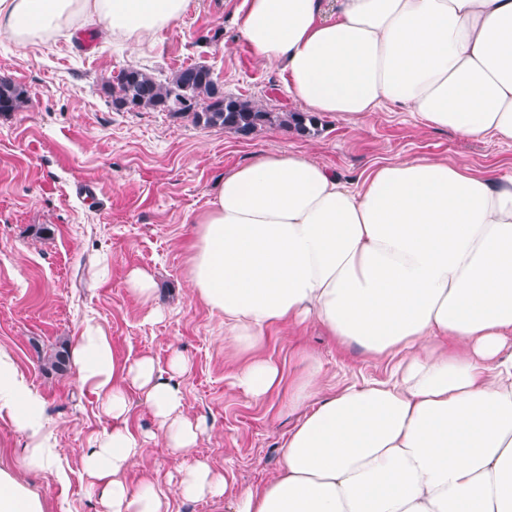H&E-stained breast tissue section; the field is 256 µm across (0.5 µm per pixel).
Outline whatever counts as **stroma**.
Returning <instances> with one entry per match:
<instances>
[{
	"mask_svg": "<svg viewBox=\"0 0 512 512\" xmlns=\"http://www.w3.org/2000/svg\"><path fill=\"white\" fill-rule=\"evenodd\" d=\"M243 0H193L186 15L143 48L130 50L96 28L21 49L0 37V75L27 91L23 107L0 114V348L46 406V427L61 450L57 472L33 476L46 512H103L90 497L82 455L110 431L98 397L73 370L58 372L46 353L74 344L83 326L101 327L119 359L149 357L167 367L188 360L180 377L184 413L203 421L191 458L224 474L229 494L274 476L279 450L304 417L288 407L302 352L324 366V391L385 379L391 362L340 345L316 320L268 328L257 356L279 363L283 382L261 400L231 385L240 361L224 351V321L197 300L186 280L191 218L214 197L224 175L259 152L308 155L347 183L397 160L448 159L476 171L512 174V142L425 126L410 112L380 110L361 128L318 115L319 133L281 128L242 136L203 128L164 112H119L103 89L130 65L165 78L193 63L211 67L225 94L273 111L300 112L283 64L256 59L239 35ZM94 183L98 207L75 187ZM150 272L161 316L132 294V270ZM182 457L150 447L124 478L153 482L169 512H225L210 498L182 500L175 483Z\"/></svg>",
	"mask_w": 512,
	"mask_h": 512,
	"instance_id": "35a3bbf8",
	"label": "stroma"
}]
</instances>
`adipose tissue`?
I'll return each mask as SVG.
<instances>
[{"label": "adipose tissue", "instance_id": "1", "mask_svg": "<svg viewBox=\"0 0 512 512\" xmlns=\"http://www.w3.org/2000/svg\"><path fill=\"white\" fill-rule=\"evenodd\" d=\"M244 0L241 36L263 63H284L308 111L359 125L388 107L465 137L512 142V0ZM192 0H0V36L19 48L93 26L139 49ZM187 280L224 319V348L251 353L233 375L261 399L278 364L254 356L266 328L317 319L329 336L392 361L382 381L322 395V363L303 353L288 406L306 415L264 485L227 496L205 461L184 465L179 497L226 512H512V176L438 159L390 162L350 188L295 152L259 153L225 175L193 219ZM71 359L112 429L83 458L105 512H168L152 482L125 472L149 445L187 455L202 433L182 416L174 354L119 362L85 325ZM154 428H130L129 389ZM26 444L0 468V512H45L17 475L53 468L44 405L0 349V414Z\"/></svg>", "mask_w": 512, "mask_h": 512}]
</instances>
